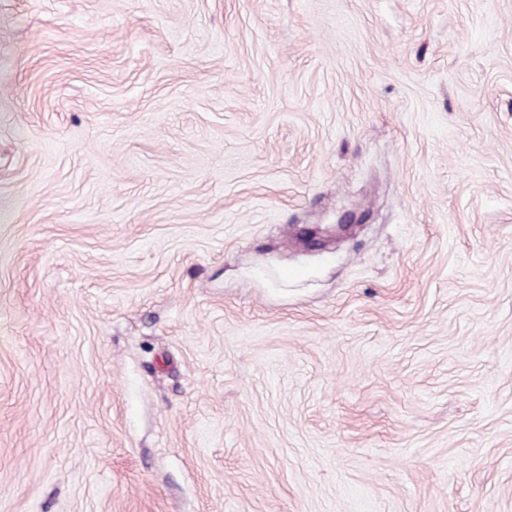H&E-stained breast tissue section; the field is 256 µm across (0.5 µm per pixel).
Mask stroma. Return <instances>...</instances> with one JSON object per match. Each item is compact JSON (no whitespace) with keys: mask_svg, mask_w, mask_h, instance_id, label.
I'll use <instances>...</instances> for the list:
<instances>
[{"mask_svg":"<svg viewBox=\"0 0 512 512\" xmlns=\"http://www.w3.org/2000/svg\"><path fill=\"white\" fill-rule=\"evenodd\" d=\"M0 512H512V0H0Z\"/></svg>","mask_w":512,"mask_h":512,"instance_id":"stroma-1","label":"stroma"}]
</instances>
